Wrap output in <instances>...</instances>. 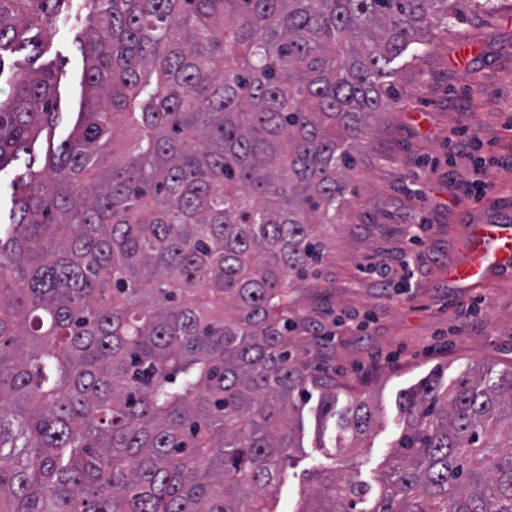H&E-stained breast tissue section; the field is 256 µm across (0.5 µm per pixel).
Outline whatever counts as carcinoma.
<instances>
[{
	"label": "carcinoma",
	"mask_w": 512,
	"mask_h": 512,
	"mask_svg": "<svg viewBox=\"0 0 512 512\" xmlns=\"http://www.w3.org/2000/svg\"><path fill=\"white\" fill-rule=\"evenodd\" d=\"M456 0H89L83 105L56 78L0 99V512H279L311 391L296 288L340 221L349 140L396 100L391 64ZM71 0H0L33 56ZM47 132L43 165L34 144ZM379 421L348 398L339 453L296 512H512V370L432 375ZM17 173V168L12 165H9L0 172V205L2 222L8 221L9 209L11 207V186Z\"/></svg>",
	"instance_id": "carcinoma-1"
}]
</instances>
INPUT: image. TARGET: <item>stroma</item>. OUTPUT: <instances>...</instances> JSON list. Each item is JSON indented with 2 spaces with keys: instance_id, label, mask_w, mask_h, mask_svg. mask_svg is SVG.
Masks as SVG:
<instances>
[{
  "instance_id": "stroma-1",
  "label": "stroma",
  "mask_w": 512,
  "mask_h": 512,
  "mask_svg": "<svg viewBox=\"0 0 512 512\" xmlns=\"http://www.w3.org/2000/svg\"><path fill=\"white\" fill-rule=\"evenodd\" d=\"M87 0H72L61 32L45 43L37 61L17 51L0 72V90L32 67L58 75L60 116L53 131L63 140L82 104L83 61L77 44L85 28ZM429 47L395 63L399 95L390 111L371 121L350 151V192L342 224L322 229L327 242L320 273L299 289L297 315L312 333L296 353L310 371L341 390L369 396L381 421L373 450L361 467L375 474L401 426V393L438 373L451 382L474 368L492 374L512 368V273L472 288L449 284L445 270L463 257L470 225L512 216V0L467 5L452 28L433 25ZM466 133L472 156L494 160V187L468 195L469 157H450L448 141ZM427 225L419 243L409 239L414 216ZM413 253L414 275L374 282L371 263L398 265ZM364 330L343 327L348 318ZM297 463L278 489L283 512H294L316 492L309 480L340 431L336 416H318L317 400L303 409Z\"/></svg>"
}]
</instances>
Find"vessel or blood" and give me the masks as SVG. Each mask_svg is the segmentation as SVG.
<instances>
[{
	"label": "vessel or blood",
	"mask_w": 512,
	"mask_h": 512,
	"mask_svg": "<svg viewBox=\"0 0 512 512\" xmlns=\"http://www.w3.org/2000/svg\"><path fill=\"white\" fill-rule=\"evenodd\" d=\"M466 259L449 266L450 283L472 287L512 272V221L472 225L466 241Z\"/></svg>",
	"instance_id": "1"
}]
</instances>
